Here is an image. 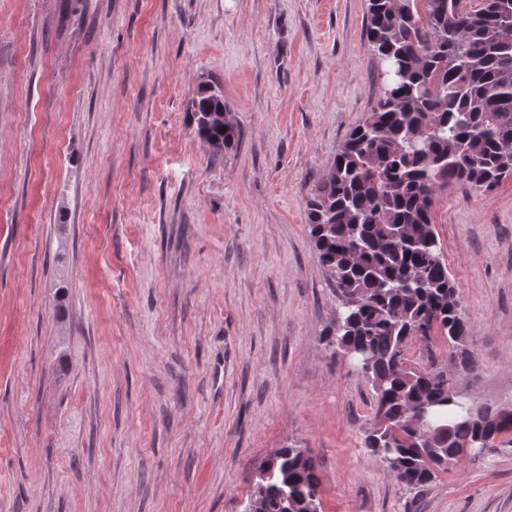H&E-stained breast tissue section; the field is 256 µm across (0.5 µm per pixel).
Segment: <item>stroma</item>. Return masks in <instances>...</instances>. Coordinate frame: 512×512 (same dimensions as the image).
<instances>
[{
	"instance_id": "1",
	"label": "stroma",
	"mask_w": 512,
	"mask_h": 512,
	"mask_svg": "<svg viewBox=\"0 0 512 512\" xmlns=\"http://www.w3.org/2000/svg\"><path fill=\"white\" fill-rule=\"evenodd\" d=\"M366 24L367 0H0V512H243L291 444L322 512H512V445L396 481L323 339L305 203L382 91ZM204 78L240 130L215 155ZM432 218L470 359L408 360L512 409V177ZM190 112L196 125V135L203 146L210 148L221 143L224 149H228L238 141V127L220 90L213 93L210 88L198 87L191 99ZM222 127H227V130L220 132Z\"/></svg>"
}]
</instances>
